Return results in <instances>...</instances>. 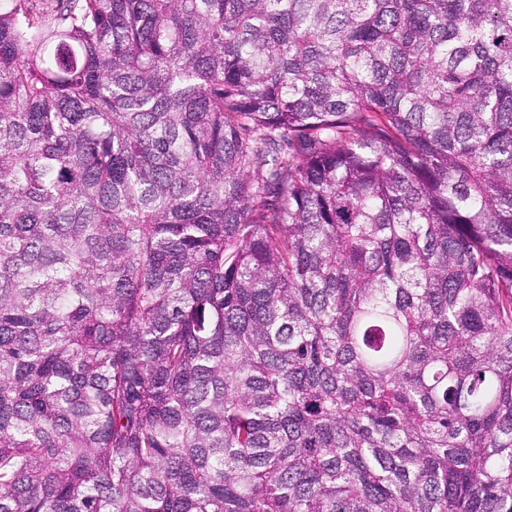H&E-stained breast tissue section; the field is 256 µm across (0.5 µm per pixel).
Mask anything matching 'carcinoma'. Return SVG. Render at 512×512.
I'll list each match as a JSON object with an SVG mask.
<instances>
[{"label":"carcinoma","mask_w":512,"mask_h":512,"mask_svg":"<svg viewBox=\"0 0 512 512\" xmlns=\"http://www.w3.org/2000/svg\"><path fill=\"white\" fill-rule=\"evenodd\" d=\"M0 0V512H512V0Z\"/></svg>","instance_id":"cac0c4a2"}]
</instances>
